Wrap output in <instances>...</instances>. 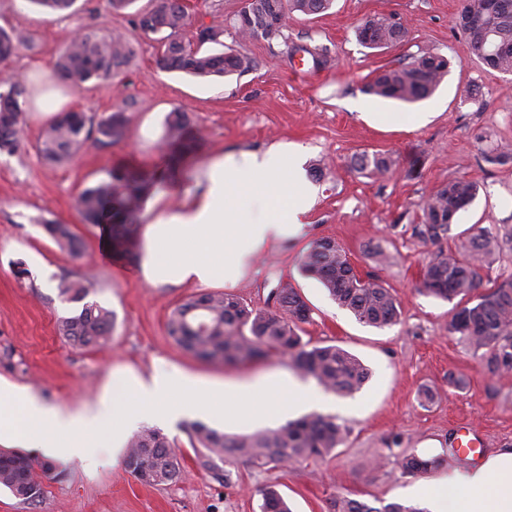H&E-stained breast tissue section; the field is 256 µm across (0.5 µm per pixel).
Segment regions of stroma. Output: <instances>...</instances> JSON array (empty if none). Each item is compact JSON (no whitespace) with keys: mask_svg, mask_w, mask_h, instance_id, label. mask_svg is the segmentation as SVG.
I'll use <instances>...</instances> for the list:
<instances>
[{"mask_svg":"<svg viewBox=\"0 0 512 512\" xmlns=\"http://www.w3.org/2000/svg\"><path fill=\"white\" fill-rule=\"evenodd\" d=\"M77 15L44 19L26 0H0V25L30 35L7 64L20 76L53 64L60 50L84 27L106 35L122 31L135 57L118 81H92L70 89L69 110L105 116L122 111L123 141L87 143L70 162L50 165L37 150L44 127L25 115V145L0 154V381L28 388L43 401L76 407L94 401L120 377H149L159 367L211 384L234 385L264 374L293 375L286 359L226 364L205 362L186 352L167 333L171 311L199 293L192 284L151 285L140 273L142 243L132 257L104 246L99 227L84 223L76 200L82 190L108 179L113 169L163 170L167 149L161 136L167 114L189 113L199 137L176 180L156 192L162 206L175 208L193 190L203 162L219 152L262 151L277 143L299 146L306 168H322L317 201L304 233L264 249L234 292L255 308L266 307L271 290L291 284L310 308L302 337L337 345L357 356L371 376L351 397L327 393L323 413L335 417L348 439L331 457L265 468L232 466L230 482L198 464L190 421L162 425L176 446L183 469L173 484L137 481L110 448L97 451L92 466L54 462L44 492L24 502L0 488V512H259V489L273 484L293 512H329L333 497L347 495L381 504L403 502L401 490L414 475L402 456L439 458L440 470L469 467L449 449L462 431L481 446L482 456L512 449V372L492 375L479 356L448 330L453 303L420 292L423 267L435 253L410 227L418 223L430 194L449 180L476 182L479 193L451 226L449 243L477 228L512 232V162L486 163L483 152L512 153V75L486 68L470 53L457 18L462 0H335L331 10L296 16L287 42L239 40L225 29V46L256 61L253 71L222 80L167 72L157 65V44L133 26L131 15L109 13L105 0H79ZM374 14H393L408 31L406 42L370 49L355 37L356 23ZM315 47L326 65H295L293 47ZM431 51L447 58L448 76L427 100L411 106L374 98L363 87L383 65ZM382 112L388 122L373 120ZM424 123H406L408 115ZM384 152L389 173L365 175L355 156ZM71 225L84 249L75 256L45 233L46 222ZM333 239L360 275H373L401 304L399 324L376 329L359 323L331 300L299 264L310 243ZM382 248L390 259L369 256ZM25 276H17V266ZM93 274L91 300L115 315L110 343L101 349L73 346L57 333L59 318L78 306L58 296L66 275ZM463 378L464 387L452 385Z\"/></svg>","mask_w":512,"mask_h":512,"instance_id":"1","label":"stroma"}]
</instances>
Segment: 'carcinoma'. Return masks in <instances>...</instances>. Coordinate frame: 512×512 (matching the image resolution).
Wrapping results in <instances>:
<instances>
[{
  "label": "carcinoma",
  "instance_id": "obj_1",
  "mask_svg": "<svg viewBox=\"0 0 512 512\" xmlns=\"http://www.w3.org/2000/svg\"><path fill=\"white\" fill-rule=\"evenodd\" d=\"M46 16L76 10L78 0H28ZM334 0H245L231 20L238 38H262L271 43L285 38L288 19L313 16L331 8ZM458 24L466 34L471 54L485 67L512 75V0H465ZM135 28L162 49L160 69L194 77L224 78L254 69L251 56L229 48L213 51L210 44H223L224 27L210 24L207 39H183L187 12L183 0H148L133 13ZM358 42L368 48H391L404 43L408 32L399 18L375 14L354 27ZM27 37L0 27V64L22 47ZM132 54L125 35H101L86 28L80 39L58 55L54 77L80 88L96 81L112 82L120 77ZM448 74V61L429 51L403 58L378 69L364 85L369 96L415 104L428 99ZM0 84V153L15 152L24 142L21 99L27 88L20 80ZM125 118L120 111L97 117L83 112H61L48 121L39 138L38 151L50 164L71 160L89 141L110 145L125 137ZM163 142L169 150L166 172L128 175L114 171L109 180L85 189L77 199L84 223L105 228L113 244L129 250L137 236L138 214L158 184L176 176L183 157L195 146L188 113L174 110L167 116ZM385 153H362L355 166L371 176L391 169ZM478 187L464 177L437 189L424 204L421 221L413 235L424 243L439 245L448 239L456 215L475 199ZM46 234L62 249L78 255L82 240L68 224H46ZM504 241L487 230H479L456 249L442 248L424 268L423 291L444 301H456L449 330L460 335L474 352L480 353L492 374L512 372V278L487 284V271ZM301 271L319 281L329 297L367 326L385 328L400 322L401 309L391 289L378 279L356 274L346 252L335 241H313L303 257ZM94 288L86 277L63 278L57 289L61 298L82 303L81 310L59 320L60 336L75 346L100 347L112 334L114 315L100 304L88 301ZM310 319V308L290 284L273 292V306L253 309L243 297L228 293L202 292L177 305L169 315L168 335L197 358L209 362L242 363L270 355L289 359L300 373L312 377L326 391L338 395L360 391L370 377L369 369L356 356L336 345L317 346L303 341L301 325ZM345 429L328 416L313 414L285 425L248 435L227 436L201 422L191 424L193 447L202 449L200 466L215 471V460L235 465L264 467L270 463H295L326 458L345 443ZM436 460L416 455L403 457L408 474L431 468ZM125 465L133 477L145 484L175 483L181 464L174 444L161 431L146 428L127 444ZM0 488L24 501H34L43 492L42 477L18 453H0ZM260 512H291L275 485L259 490ZM332 512H424L399 503L376 506L347 495L333 499Z\"/></svg>",
  "mask_w": 512,
  "mask_h": 512
}]
</instances>
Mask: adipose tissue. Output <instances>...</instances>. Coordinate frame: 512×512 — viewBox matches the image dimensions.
I'll use <instances>...</instances> for the list:
<instances>
[{
  "label": "adipose tissue",
  "instance_id": "ef3b65f1",
  "mask_svg": "<svg viewBox=\"0 0 512 512\" xmlns=\"http://www.w3.org/2000/svg\"><path fill=\"white\" fill-rule=\"evenodd\" d=\"M302 152L274 145L257 153H218L204 165L193 193L175 211L147 201L140 270L151 284L236 285L257 253L300 237L316 191L304 175ZM315 388L286 376L208 389L177 371L126 377L119 392L90 406L41 401L25 387L0 382V444L41 449L50 458L87 462L101 436L121 448L132 424L211 416L274 422L321 406ZM409 495L428 512H512V450L464 471L415 482Z\"/></svg>",
  "mask_w": 512,
  "mask_h": 512
}]
</instances>
